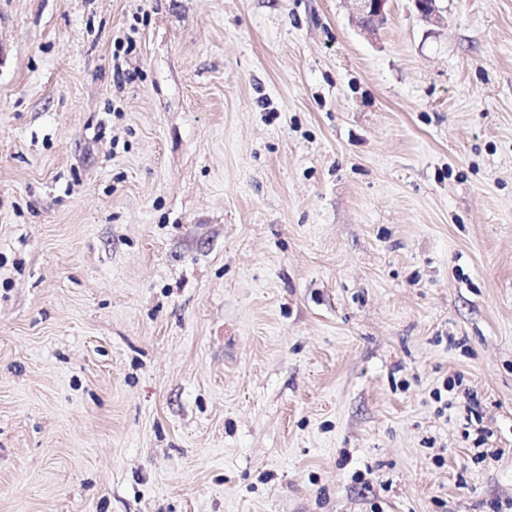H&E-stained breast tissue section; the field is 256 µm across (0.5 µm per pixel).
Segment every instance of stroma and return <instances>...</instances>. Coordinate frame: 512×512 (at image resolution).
Returning a JSON list of instances; mask_svg holds the SVG:
<instances>
[{"label": "stroma", "instance_id": "35a3bbf8", "mask_svg": "<svg viewBox=\"0 0 512 512\" xmlns=\"http://www.w3.org/2000/svg\"><path fill=\"white\" fill-rule=\"evenodd\" d=\"M436 8L0 0V512H512V0ZM357 6V14L361 27L375 33L385 23L387 3L389 0H353Z\"/></svg>", "mask_w": 512, "mask_h": 512}]
</instances>
